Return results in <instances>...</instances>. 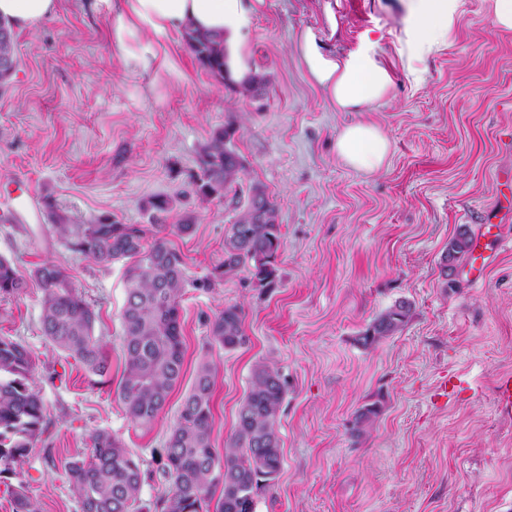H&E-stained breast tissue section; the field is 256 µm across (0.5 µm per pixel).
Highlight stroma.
Instances as JSON below:
<instances>
[{"instance_id": "1", "label": "stroma", "mask_w": 512, "mask_h": 512, "mask_svg": "<svg viewBox=\"0 0 512 512\" xmlns=\"http://www.w3.org/2000/svg\"><path fill=\"white\" fill-rule=\"evenodd\" d=\"M243 51L268 79L246 96L193 57L181 33L141 30L118 44L109 0H59L56 16L16 35L17 68L0 87V193L21 192L30 214L0 223V256L27 272L64 264L94 306L95 334L111 363L88 372L40 332L43 292L29 284L0 295V336L25 343L33 387L50 422L42 442L0 474V512L25 486L40 512H79L66 478L99 430L142 462L139 499L171 484L160 453L199 363L215 367L211 442L235 429L253 365L274 363L287 381L279 421L283 466L256 512H512V416L499 412L497 378L512 373V247L481 281L469 260L443 273L460 227L477 233L502 216L512 169V30L493 23V0H448L451 30L424 43L405 0H244ZM313 30L337 54L373 45L394 80L390 99L339 112L298 50ZM232 124L245 173L275 200L282 246L275 287L248 272L186 288L181 299L184 374L148 428L125 416L117 387L125 362L120 311L123 266L74 253L48 225L46 203L79 224L103 216L149 224V201L168 198L169 223L191 218V235H168L189 279L224 257L230 200L195 192L197 154ZM369 123L390 143L386 164L347 166L336 139ZM406 324L372 347L358 338L396 301ZM244 311L245 343L213 346L208 320ZM467 391L435 401L444 376ZM379 416L359 436L357 411Z\"/></svg>"}]
</instances>
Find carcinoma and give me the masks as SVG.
Segmentation results:
<instances>
[{
    "instance_id": "cac0c4a2",
    "label": "carcinoma",
    "mask_w": 512,
    "mask_h": 512,
    "mask_svg": "<svg viewBox=\"0 0 512 512\" xmlns=\"http://www.w3.org/2000/svg\"><path fill=\"white\" fill-rule=\"evenodd\" d=\"M183 39L196 60L215 77L232 83L221 42L214 36L186 28ZM0 57L17 61L16 39L0 21ZM198 190L205 197L232 196L238 213L224 236V259L211 276L188 280L183 255L170 247L166 235H189L194 225L185 220L165 223L170 201L149 202L153 224H118L106 217L95 224H74L68 212L47 203L51 229L69 249L99 264L124 267L125 299L121 310L125 371L118 388L127 418L147 427L164 409L183 375L180 298L186 285L209 288L212 280L242 270L262 288L274 286L276 259L281 248L278 209L260 184L240 189L244 163L234 145L231 127L216 129L198 153ZM267 207V218L255 223L256 204ZM472 238L463 229L448 243L445 259L465 257ZM34 280L43 290L41 332L54 346L103 377L109 359L94 335L96 312L76 289L60 263L48 261L31 273L0 257V294L21 295ZM411 305L398 301L379 314L359 336L370 346L393 335L410 316ZM212 343L225 351L245 341L243 311L230 305L210 322ZM31 350L22 342L0 337V466L3 471L27 457L49 429L46 405L30 380ZM214 368L199 364L164 448V469L171 490L155 507L161 512H210L215 491L221 495L215 512H255L258 491L274 485L283 454L278 424L287 395L279 368L258 362L241 399L233 436L223 451L210 440ZM374 405L363 407L354 431L361 433L377 415ZM67 477L75 491L79 512H150L139 499L144 479L140 460L112 433L100 430L91 437L88 456L68 464ZM13 512H39L38 504L20 487L13 491Z\"/></svg>"
}]
</instances>
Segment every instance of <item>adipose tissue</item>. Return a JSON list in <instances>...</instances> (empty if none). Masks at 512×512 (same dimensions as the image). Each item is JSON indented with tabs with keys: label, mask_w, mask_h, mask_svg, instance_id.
<instances>
[{
	"label": "adipose tissue",
	"mask_w": 512,
	"mask_h": 512,
	"mask_svg": "<svg viewBox=\"0 0 512 512\" xmlns=\"http://www.w3.org/2000/svg\"><path fill=\"white\" fill-rule=\"evenodd\" d=\"M113 30L117 43L135 37L144 27L157 33L193 26L216 35L223 43L233 79L242 80L250 65L240 48V30L246 19L242 0H120ZM58 0H0V20L11 29L30 30L53 17ZM300 51L311 77L324 89L337 110L354 112L392 92L388 67L374 49L346 56L324 52L312 32H304ZM339 157L354 169L382 168L390 151L388 139L372 125L345 127L336 140Z\"/></svg>",
	"instance_id": "obj_1"
}]
</instances>
